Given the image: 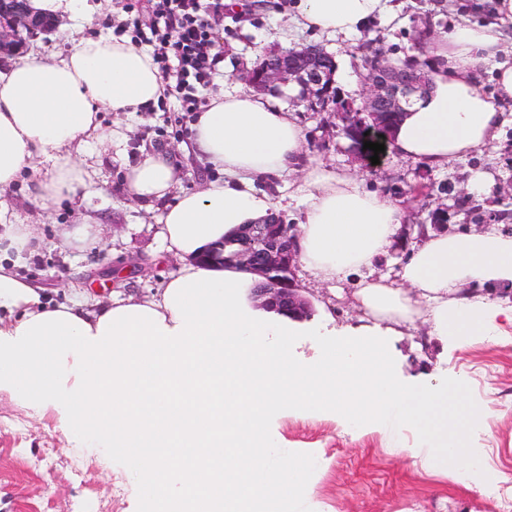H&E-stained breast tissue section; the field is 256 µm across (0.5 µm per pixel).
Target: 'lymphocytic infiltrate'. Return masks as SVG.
I'll list each match as a JSON object with an SVG mask.
<instances>
[{
	"label": "lymphocytic infiltrate",
	"mask_w": 512,
	"mask_h": 512,
	"mask_svg": "<svg viewBox=\"0 0 512 512\" xmlns=\"http://www.w3.org/2000/svg\"><path fill=\"white\" fill-rule=\"evenodd\" d=\"M142 19L132 22L133 41L151 40L160 48L154 61L183 112L200 109L199 95L224 61L214 36L221 22L209 0H140Z\"/></svg>",
	"instance_id": "lymphocytic-infiltrate-1"
}]
</instances>
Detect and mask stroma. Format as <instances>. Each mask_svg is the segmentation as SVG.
<instances>
[{
	"label": "stroma",
	"mask_w": 512,
	"mask_h": 512,
	"mask_svg": "<svg viewBox=\"0 0 512 512\" xmlns=\"http://www.w3.org/2000/svg\"><path fill=\"white\" fill-rule=\"evenodd\" d=\"M393 2V14L358 34L328 38L290 20L284 0H246L244 15H224L219 34L224 68L209 92L215 95L238 86L236 72L249 68L258 50L288 41L319 44L335 55L345 73L341 88L356 99L366 78L358 57L360 45H380L389 57L400 58L410 53L412 33L422 25L439 34L461 14L478 26L494 19L491 0ZM136 16L137 0H77L73 11L60 15L55 30L30 38L25 50L62 56L80 37H121ZM279 101L301 127L304 162L347 171L366 190L388 198L417 181L419 165L391 153L380 154L375 164L356 159L349 141L338 133L334 113L309 109L288 93ZM175 104V98L166 94L150 112L101 111L104 144H91L77 156L94 171L93 183L53 208L37 204L30 174H23L6 192L18 222L37 230L34 253L19 273L38 288L43 302L74 304L93 313L116 299L157 294L178 274L179 260L162 249L163 203L147 208L124 191L128 167L151 149L171 150L181 168L183 188L199 189L216 178V171L181 154L179 146L190 136V123L176 121ZM504 117L497 148L475 150L431 174L434 184L446 189L448 213L443 222L449 231L480 230L494 223L512 234V199L499 194L512 187V102L505 104ZM475 170L488 171L490 184L483 193L460 198ZM87 216L95 222L89 227V240L83 242L76 231ZM141 258L150 265L147 272L113 277V267ZM303 293L312 314L295 338L300 360L312 355L324 325L341 329L358 324L362 316L351 284L334 291L308 283ZM386 342L391 370L403 385L435 387L452 370L466 375L462 402L487 405L490 413L463 438L468 447L482 449L491 480L512 484V324L501 322L496 335L480 337L463 350L430 336L421 322L399 329ZM268 434L276 458L302 459L309 466L287 512H494L485 492L411 456V448L418 445L412 430L394 436L373 422L347 426L332 412L287 401L270 416ZM106 455V449L91 447L85 438L66 439L51 418L30 417L9 397L0 398V512H147V498L132 482V461L116 456L105 468L100 460Z\"/></svg>",
	"instance_id": "obj_1"
}]
</instances>
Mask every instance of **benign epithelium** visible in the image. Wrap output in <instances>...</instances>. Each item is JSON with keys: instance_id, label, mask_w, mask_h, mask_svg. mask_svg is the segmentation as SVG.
<instances>
[{"instance_id": "7a95c632", "label": "benign epithelium", "mask_w": 512, "mask_h": 512, "mask_svg": "<svg viewBox=\"0 0 512 512\" xmlns=\"http://www.w3.org/2000/svg\"><path fill=\"white\" fill-rule=\"evenodd\" d=\"M28 0H0V53H13L25 44V36L49 32L58 19L30 11ZM323 49L303 46L295 51L276 50L260 70H246L238 79L258 92L279 91L290 84L300 87L298 101L307 106L321 104L336 84L334 75L317 65ZM429 89V71L422 65L399 66L377 51L371 52L366 87L358 108L339 112V130L367 133L384 144L391 138L392 123L404 107ZM273 220L249 224L240 235L222 243L214 253L216 260L234 265L254 276L253 289L259 306L266 310L288 312L300 317L311 314V304L300 294L295 278L298 258L297 233L290 224L283 232H271Z\"/></svg>"}]
</instances>
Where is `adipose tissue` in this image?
<instances>
[{
  "label": "adipose tissue",
  "instance_id": "ef3b65f1",
  "mask_svg": "<svg viewBox=\"0 0 512 512\" xmlns=\"http://www.w3.org/2000/svg\"><path fill=\"white\" fill-rule=\"evenodd\" d=\"M391 0H292L304 29L350 36L392 13ZM435 60L426 95L408 105L389 149L431 169L494 146L512 99V36L501 26L462 22L421 42ZM495 64L499 99L476 75ZM164 92L151 53L109 36L80 39L65 56L27 54L0 73V192L27 169L37 201L56 205L91 182L77 152L99 139V113L145 112ZM180 152L217 169L218 179L184 190L170 153L156 150L125 175L130 199L164 202L163 249L181 269L159 295L116 300L94 316L42 302L18 273L32 254L30 225L6 217L0 202V396L29 416L52 415L65 435L88 436L127 455L150 512H284L305 464L272 465L256 444L268 414L283 401L328 408L347 422L370 420L414 428L432 467L473 482L483 460L460 438L489 414L463 404L467 379L421 391L390 374L382 319L423 318L433 335L464 349L493 335L512 308L474 286L512 287V235L497 227L447 233L427 228L397 278L374 263L398 240L407 216L399 202L366 191L350 174L318 163L302 166V131L271 97L233 89L212 97ZM302 172L294 196L301 268L328 285L353 281L373 326L349 328L318 342L305 362L293 357L290 319L252 302L255 279L232 266L206 265L209 246L287 209L284 197L257 190L260 179Z\"/></svg>",
  "mask_w": 512,
  "mask_h": 512
}]
</instances>
